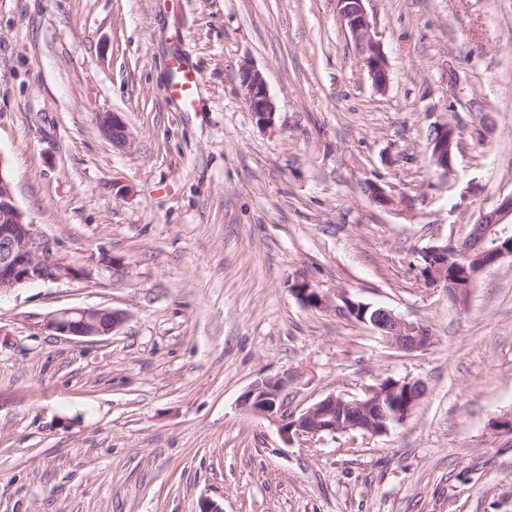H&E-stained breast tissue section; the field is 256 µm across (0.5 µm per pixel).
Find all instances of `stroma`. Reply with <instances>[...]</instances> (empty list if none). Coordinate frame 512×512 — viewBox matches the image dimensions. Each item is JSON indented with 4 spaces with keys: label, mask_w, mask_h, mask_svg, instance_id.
Masks as SVG:
<instances>
[{
    "label": "stroma",
    "mask_w": 512,
    "mask_h": 512,
    "mask_svg": "<svg viewBox=\"0 0 512 512\" xmlns=\"http://www.w3.org/2000/svg\"><path fill=\"white\" fill-rule=\"evenodd\" d=\"M365 6L382 93L336 0H0V164L37 232L96 268L0 295V512H512V435L494 430L512 412V258L463 301L420 259L512 193V0ZM175 56L201 75L194 108L170 93ZM246 63L271 124L240 93ZM103 111L129 147L100 136ZM450 116L444 177L427 135ZM299 280L433 343L407 354L305 307ZM85 307L125 320L49 327ZM283 373L296 409L386 378L426 392L387 434L287 441L239 404ZM240 90L254 117L259 123H271L276 106L270 97L263 74L246 63L240 68ZM96 127L100 135L112 146L124 148L130 144L131 132L128 123L119 112H99L95 115ZM119 311L99 308H71L61 311L49 321L56 333L67 336H105L114 332L123 322Z\"/></svg>",
    "instance_id": "35a3bbf8"
}]
</instances>
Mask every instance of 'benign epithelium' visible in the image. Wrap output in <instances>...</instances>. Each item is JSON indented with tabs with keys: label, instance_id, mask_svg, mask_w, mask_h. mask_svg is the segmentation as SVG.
I'll return each mask as SVG.
<instances>
[{
	"label": "benign epithelium",
	"instance_id": "obj_1",
	"mask_svg": "<svg viewBox=\"0 0 512 512\" xmlns=\"http://www.w3.org/2000/svg\"><path fill=\"white\" fill-rule=\"evenodd\" d=\"M341 27L351 38L357 62L366 72L376 90L383 92L389 83V67L375 25L365 7V0H336ZM242 96L260 123L268 124L276 112L263 74L245 63L240 68ZM95 123L100 135L113 146L124 148L130 144L128 123L119 112H97ZM458 124L451 120L434 123L429 137L431 162L438 173L448 176L454 168L452 148L459 143ZM512 218V193L501 198L494 209L481 212L468 235L459 246L433 245L423 251L428 265L425 280L428 284L444 285L448 293L456 294L461 287L471 288L477 276L504 258L512 257V238L507 237ZM462 270L464 285L448 279V267ZM93 269L77 266L58 254L49 240L41 236L35 226L26 222L18 207L12 181L4 171L0 159V294L26 283L86 279ZM293 294L304 306L326 309L335 306L333 300L314 288H294ZM339 306L350 318L372 325L395 348L413 353L427 349L433 341L432 333L424 326L407 323L391 310L368 304L359 305L340 296ZM119 311L99 308H71L61 311L49 321V327L61 335L89 337L105 336L114 332L123 322ZM291 379L286 375L260 379L243 394L241 406L277 425L281 435L289 441L293 437L314 438L321 434L334 435L364 431L383 435L401 425L418 406L425 387L418 381H391L388 385L373 386L365 396L345 399L333 394L298 410H288Z\"/></svg>",
	"mask_w": 512,
	"mask_h": 512
}]
</instances>
